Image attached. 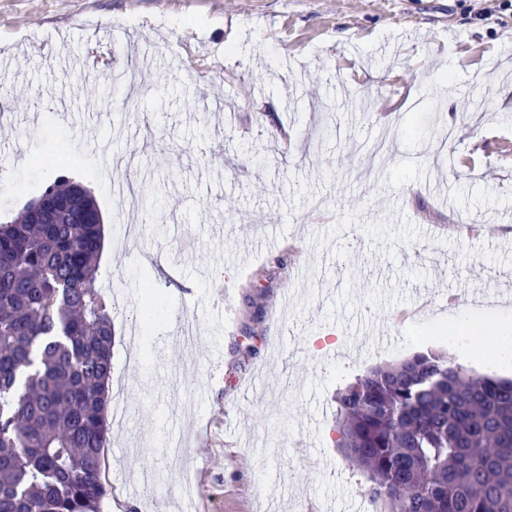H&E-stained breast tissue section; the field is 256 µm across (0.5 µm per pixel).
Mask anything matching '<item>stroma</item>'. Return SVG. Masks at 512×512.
<instances>
[{
	"instance_id": "1",
	"label": "stroma",
	"mask_w": 512,
	"mask_h": 512,
	"mask_svg": "<svg viewBox=\"0 0 512 512\" xmlns=\"http://www.w3.org/2000/svg\"><path fill=\"white\" fill-rule=\"evenodd\" d=\"M89 56L105 71L52 64ZM1 57L0 222L56 154L103 217L127 403L101 450L105 512H368L338 388L427 349L512 379L448 343L455 322L512 319V0H0ZM132 150L161 202L148 223L121 213L107 164ZM219 286L228 307L205 311ZM181 310L197 345L173 341Z\"/></svg>"
}]
</instances>
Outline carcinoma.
<instances>
[{
	"mask_svg": "<svg viewBox=\"0 0 512 512\" xmlns=\"http://www.w3.org/2000/svg\"><path fill=\"white\" fill-rule=\"evenodd\" d=\"M40 198L0 224V512H104L103 225L66 175ZM335 423L381 512H512V380L421 351L341 388Z\"/></svg>",
	"mask_w": 512,
	"mask_h": 512,
	"instance_id": "cac0c4a2",
	"label": "carcinoma"
}]
</instances>
